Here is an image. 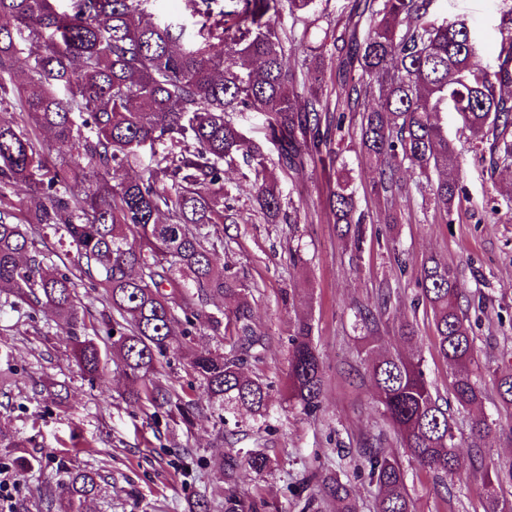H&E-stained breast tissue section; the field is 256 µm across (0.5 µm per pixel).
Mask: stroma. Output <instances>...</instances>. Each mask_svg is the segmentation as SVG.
<instances>
[{"label":"stroma","instance_id":"obj_1","mask_svg":"<svg viewBox=\"0 0 512 512\" xmlns=\"http://www.w3.org/2000/svg\"><path fill=\"white\" fill-rule=\"evenodd\" d=\"M503 9L501 0H433L430 12L440 18L463 16L491 54L499 45ZM442 122L467 192L451 223L426 207L422 191L388 206L373 196L376 171L359 162L355 141L347 136L337 147L339 161L349 172L359 207L369 213L361 249L329 222L325 176L319 170L283 178L291 203L277 223L256 218L225 225L224 262L229 275L250 286L254 318L265 335L245 371L270 386L267 419L217 411L189 426L151 405L131 403V384L102 327L109 303L77 266L67 265L66 271L77 285L86 333L101 351L97 375L76 364L73 339L51 308L31 319L24 308L1 309L0 368L12 367L14 375L11 385L0 389V428L19 442L15 448L0 447V469L8 468L18 481L10 512H47V496L74 469L99 475L94 512H194L202 494L210 512H224L231 489L248 512H309L306 503L317 483L336 471L350 475L359 512H374L377 489L367 476L356 475L355 466L375 443L401 457L412 512H485L483 470L466 467L460 480L451 482L407 457L377 409L364 364V332L357 323L358 311L376 309L382 286H390L379 351L420 358L427 379L451 400V369L432 347L431 314L418 284L428 258L447 262L463 294L487 391L477 411L504 425L512 422L492 390L496 376L512 371V209L502 202L494 215L485 206L494 193L512 194V166L491 167L488 144L470 139L456 113H443ZM389 211L397 223L387 222ZM294 252L300 263L291 260ZM300 313L313 324L326 376V396L313 416L286 396ZM405 319L418 325L419 341L412 346L402 344L396 333ZM233 341L208 329L180 337L178 352L162 358L156 376L174 398L199 399L191 354ZM45 380L61 391L62 404L36 392V384ZM240 448L262 449L271 467L259 474L240 464L233 482H226L223 470Z\"/></svg>","mask_w":512,"mask_h":512}]
</instances>
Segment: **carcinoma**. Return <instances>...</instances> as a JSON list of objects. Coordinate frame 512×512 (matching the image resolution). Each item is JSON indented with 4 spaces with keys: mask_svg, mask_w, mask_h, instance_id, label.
<instances>
[{
    "mask_svg": "<svg viewBox=\"0 0 512 512\" xmlns=\"http://www.w3.org/2000/svg\"><path fill=\"white\" fill-rule=\"evenodd\" d=\"M318 0H185V12L160 15L152 0H0V104L19 99L22 111L0 116V301L35 311L51 307L68 326L81 370L98 371L100 350L84 336L74 302L76 284L37 247L36 233L53 229L69 239L77 266L104 290L111 312L103 319L116 355L133 382L135 397L155 406L170 403L169 390L152 378L159 357L176 343V328L233 327L227 352L195 354L191 367L208 406L175 405L189 424L214 409L244 410L265 418L268 384L245 373L257 357L262 334L253 319L249 286L224 275L217 224L245 222L228 203L224 161L241 154L257 213L275 222L283 210L280 181L268 172L261 147L243 134L232 115L264 116L266 140L288 175L330 169L328 216L341 234L364 240L366 215L350 180L336 167L335 139L351 123L358 152L373 165L374 195L409 193L408 168L438 173L430 204L445 222L465 198L459 160L440 122L458 113L470 137L492 138V165L512 166V26L500 28V49L481 54L480 34L462 17H434L433 0H352L344 17L306 44L308 18ZM301 33L282 25L283 14ZM28 32L18 42L13 30ZM225 53L212 52L215 44ZM336 58V99L323 83L324 56ZM54 134L60 163L49 168L41 131ZM168 144L166 151L156 150ZM149 164L138 178L112 183V174ZM86 161L75 168L69 159ZM28 189L21 208L1 190ZM431 310L434 348L453 367L457 409L470 410L485 396L474 366L476 350L458 303L453 270L430 259L420 271ZM214 297L235 302L229 314L206 310ZM366 329L367 370L376 403L403 448L424 469L461 474L454 423L439 403L421 363L375 350L380 315L360 311ZM502 406L512 408V373L494 379ZM324 370L312 342V325L297 318L290 352L288 401L316 411L325 398ZM512 441V425L484 417L471 422L480 441L492 433ZM368 476L379 491L376 512H411L400 462L374 449L365 453ZM257 473L270 467L261 451L246 452ZM98 474L76 470L50 495L51 512H91ZM512 487V454L485 473L488 507L504 512L498 489ZM320 493L340 512H357L348 483L322 480Z\"/></svg>",
    "mask_w": 512,
    "mask_h": 512,
    "instance_id": "obj_1",
    "label": "carcinoma"
}]
</instances>
